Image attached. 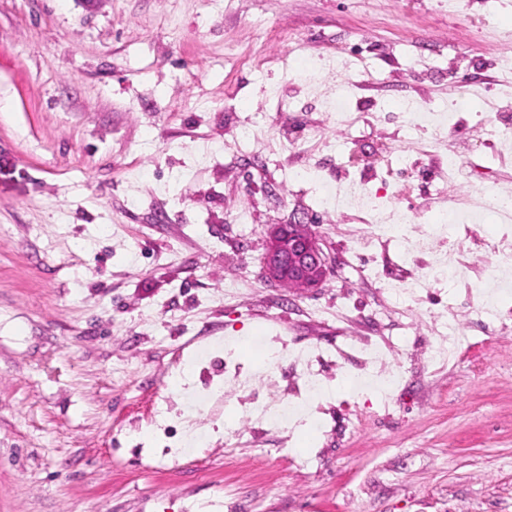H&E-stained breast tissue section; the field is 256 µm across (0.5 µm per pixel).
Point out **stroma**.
<instances>
[{
  "label": "stroma",
  "instance_id": "obj_1",
  "mask_svg": "<svg viewBox=\"0 0 512 512\" xmlns=\"http://www.w3.org/2000/svg\"><path fill=\"white\" fill-rule=\"evenodd\" d=\"M505 30L512 0H0V512H512V326L469 318L512 226L431 234L474 183L512 186ZM320 55L342 113L301 79ZM452 97L444 133L400 106ZM351 183L431 252L325 205ZM294 220L338 260L304 295L260 277ZM452 245L456 284L430 267ZM448 319L470 342L438 365ZM395 336L390 407L340 358L252 444L290 351Z\"/></svg>",
  "mask_w": 512,
  "mask_h": 512
}]
</instances>
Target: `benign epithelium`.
Here are the masks:
<instances>
[{"instance_id":"7a95c632","label":"benign epithelium","mask_w":512,"mask_h":512,"mask_svg":"<svg viewBox=\"0 0 512 512\" xmlns=\"http://www.w3.org/2000/svg\"><path fill=\"white\" fill-rule=\"evenodd\" d=\"M264 279L302 295L336 270V256L308 224H275L260 258Z\"/></svg>"}]
</instances>
